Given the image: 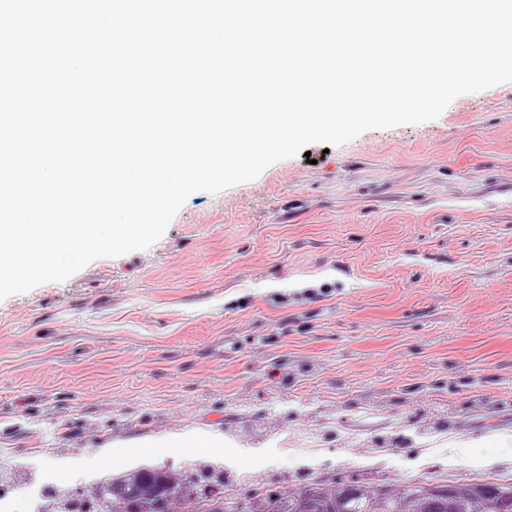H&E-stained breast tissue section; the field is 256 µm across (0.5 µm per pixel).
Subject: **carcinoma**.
I'll return each mask as SVG.
<instances>
[{
    "mask_svg": "<svg viewBox=\"0 0 512 512\" xmlns=\"http://www.w3.org/2000/svg\"><path fill=\"white\" fill-rule=\"evenodd\" d=\"M512 482L457 484L418 478L399 490L355 475L297 490L210 495L189 472L141 467L73 491L55 489L44 512H512Z\"/></svg>",
    "mask_w": 512,
    "mask_h": 512,
    "instance_id": "obj_1",
    "label": "carcinoma"
}]
</instances>
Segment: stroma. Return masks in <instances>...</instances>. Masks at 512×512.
<instances>
[{
    "mask_svg": "<svg viewBox=\"0 0 512 512\" xmlns=\"http://www.w3.org/2000/svg\"><path fill=\"white\" fill-rule=\"evenodd\" d=\"M309 149L192 193L149 249L0 301L13 496L45 468L512 481V83Z\"/></svg>",
    "mask_w": 512,
    "mask_h": 512,
    "instance_id": "stroma-1",
    "label": "stroma"
}]
</instances>
